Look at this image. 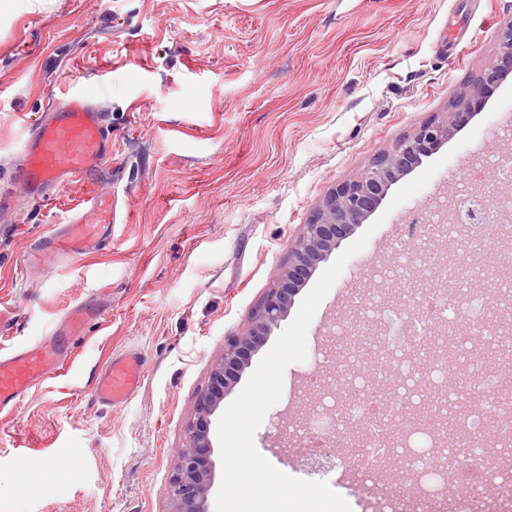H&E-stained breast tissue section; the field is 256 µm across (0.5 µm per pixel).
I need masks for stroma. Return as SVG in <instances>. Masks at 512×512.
<instances>
[{
  "label": "stroma",
  "instance_id": "35a3bbf8",
  "mask_svg": "<svg viewBox=\"0 0 512 512\" xmlns=\"http://www.w3.org/2000/svg\"><path fill=\"white\" fill-rule=\"evenodd\" d=\"M512 0H7L0 6V185L19 161L23 121L62 91L97 87L112 125L103 190L119 196L111 247L45 263L32 248L79 196L14 201L0 229V349L47 337L90 300L105 318L64 348L18 410L0 414V512H167L174 450L182 444L212 361L277 278L324 195L380 152L446 111L495 56ZM512 102L506 78L474 117L467 160L512 153L492 126ZM448 161L393 209L352 256L316 311L307 358L284 372L280 401L255 434L279 470L327 481L352 512H413L401 464L372 482L351 464L318 472L303 423L318 388L334 386L345 351L334 335L355 311L350 294L387 300L374 275L412 213L451 199ZM147 371L123 406L100 402L99 370L127 349Z\"/></svg>",
  "mask_w": 512,
  "mask_h": 512
}]
</instances>
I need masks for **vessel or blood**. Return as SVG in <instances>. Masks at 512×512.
<instances>
[{
  "label": "vessel or blood",
  "mask_w": 512,
  "mask_h": 512,
  "mask_svg": "<svg viewBox=\"0 0 512 512\" xmlns=\"http://www.w3.org/2000/svg\"><path fill=\"white\" fill-rule=\"evenodd\" d=\"M111 153L112 129L96 103L83 94L60 99L25 127L8 192L50 201L65 186L81 188L66 223L30 255L28 269H41L48 253L78 256L111 243L112 226L118 220V199L99 186L104 161ZM102 316L100 309L77 305L57 322L50 336L59 342L79 340ZM60 361V354L49 352L39 341L25 343L10 355L1 356L0 412L17 409ZM145 372L146 360L140 351L130 349L116 355L100 372L96 395L106 405H124L141 387Z\"/></svg>",
  "instance_id": "obj_1"
}]
</instances>
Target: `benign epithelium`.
I'll list each match as a JSON object with an SVG mask.
<instances>
[{
    "mask_svg": "<svg viewBox=\"0 0 512 512\" xmlns=\"http://www.w3.org/2000/svg\"><path fill=\"white\" fill-rule=\"evenodd\" d=\"M512 74V21L501 31L494 62L471 83L458 107L436 116L399 140L390 150L377 155L357 176L332 188L301 225L281 267L241 331L224 344V353L210 370L205 386L195 399L193 415L185 426L184 443L176 449L169 482V512H210V496L215 483L210 438L212 418L224 395L240 381L252 358L268 341L319 265L327 261L342 241L354 233L383 204L391 186L411 173L453 134L466 125L491 91ZM469 197L476 207L462 219L459 203L451 200L446 217L455 224H509L512 214L496 206L486 183L472 188ZM428 254L435 257L436 286L447 288L448 261L456 256L453 240L442 236L427 240Z\"/></svg>",
    "mask_w": 512,
    "mask_h": 512,
    "instance_id": "1",
    "label": "benign epithelium"
}]
</instances>
